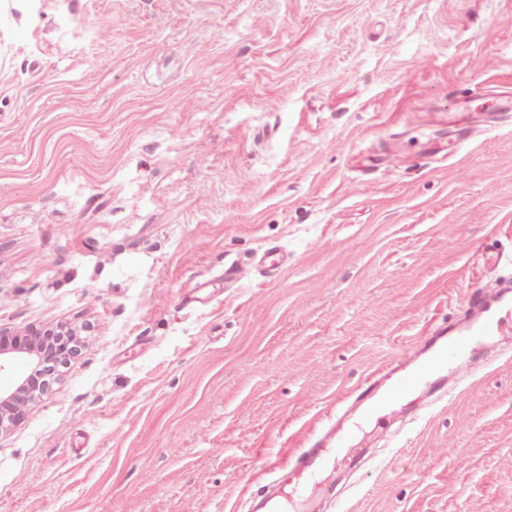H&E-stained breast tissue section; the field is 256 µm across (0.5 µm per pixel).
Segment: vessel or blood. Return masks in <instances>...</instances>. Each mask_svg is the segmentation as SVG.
Segmentation results:
<instances>
[{"instance_id": "obj_1", "label": "vessel or blood", "mask_w": 512, "mask_h": 512, "mask_svg": "<svg viewBox=\"0 0 512 512\" xmlns=\"http://www.w3.org/2000/svg\"><path fill=\"white\" fill-rule=\"evenodd\" d=\"M282 262L279 248H267L258 262L230 259L224 263V280L237 283L246 279L253 266L277 269ZM476 316L458 329H432L428 351L418 347L403 349L382 369L373 371L357 386L352 405L305 442L295 455L282 463L274 480V491L264 497L253 512H314L312 503L327 473L336 467L354 465L357 454L351 442L364 424L378 422L394 413L407 397L430 378H470L474 373L473 349L484 341L501 336L512 300L502 295H477L472 299Z\"/></svg>"}]
</instances>
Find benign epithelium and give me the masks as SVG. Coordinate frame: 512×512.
<instances>
[{"instance_id":"7a95c632","label":"benign epithelium","mask_w":512,"mask_h":512,"mask_svg":"<svg viewBox=\"0 0 512 512\" xmlns=\"http://www.w3.org/2000/svg\"><path fill=\"white\" fill-rule=\"evenodd\" d=\"M18 341L0 345V371L22 361L25 374L13 386L0 391V437L23 423L32 405L58 380V368H64L78 355L77 342L68 334L31 331L17 334Z\"/></svg>"}]
</instances>
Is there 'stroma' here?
Returning a JSON list of instances; mask_svg holds the SVG:
<instances>
[{
    "mask_svg": "<svg viewBox=\"0 0 512 512\" xmlns=\"http://www.w3.org/2000/svg\"><path fill=\"white\" fill-rule=\"evenodd\" d=\"M500 281L512 0L0 11V329L82 337L0 439V512H249L272 456ZM475 355L362 431L318 512H512V334Z\"/></svg>",
    "mask_w": 512,
    "mask_h": 512,
    "instance_id": "35a3bbf8",
    "label": "stroma"
}]
</instances>
